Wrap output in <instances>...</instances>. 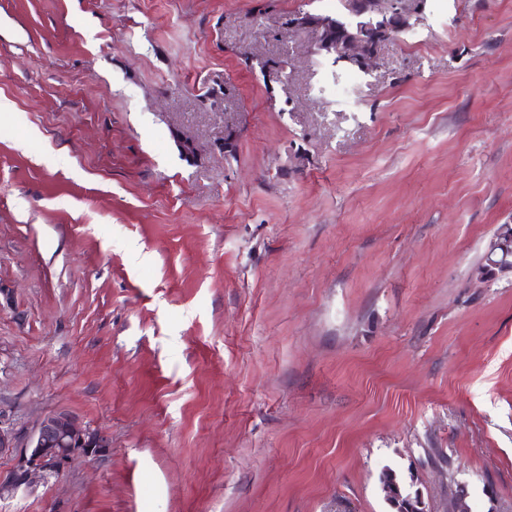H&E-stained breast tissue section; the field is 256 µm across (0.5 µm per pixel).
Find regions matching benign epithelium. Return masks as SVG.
<instances>
[{"instance_id": "benign-epithelium-1", "label": "benign epithelium", "mask_w": 512, "mask_h": 512, "mask_svg": "<svg viewBox=\"0 0 512 512\" xmlns=\"http://www.w3.org/2000/svg\"><path fill=\"white\" fill-rule=\"evenodd\" d=\"M344 7L353 13L370 12L383 20L380 31L387 41L401 32L386 22L388 14L395 11L403 19H408L402 0H344ZM316 48L325 54L338 50L366 65L374 59L368 44L359 37L348 39L339 48L318 41ZM100 439V434L92 433L91 429L65 412L45 417L21 446L12 429L0 424V455L16 454L15 465L6 473L0 472V499H10L21 491L31 490L53 475L61 477L73 460L91 457L83 447L91 440L98 443Z\"/></svg>"}]
</instances>
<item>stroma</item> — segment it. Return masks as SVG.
<instances>
[{"label": "stroma", "instance_id": "35a3bbf8", "mask_svg": "<svg viewBox=\"0 0 512 512\" xmlns=\"http://www.w3.org/2000/svg\"><path fill=\"white\" fill-rule=\"evenodd\" d=\"M299 12L0 0V422L109 445L0 512H512V0ZM402 1L406 2L412 0H344L343 2L345 9L352 13L370 12L376 15L380 20L383 21L384 19L383 26L380 28V31L384 33V42H386L396 37L399 32L404 31L409 25L408 17H410V12H408V16L401 5ZM395 10L397 11V14L406 21L402 28H395L387 22L388 14ZM327 17V16H325ZM359 18L356 23L353 21H344L340 18H334V17H327V19L330 20V30L329 34L336 38L340 37L343 32L350 31V32H356V30H364L365 35H368L371 39H374L375 37H378L377 28L379 25L378 21L371 22V18L368 16H355ZM369 25H372V27H369ZM380 483L383 484L385 490L388 484L392 483L397 486V497L392 501L389 500L387 493V501L390 506V512H423L424 508H420L423 504L421 495L418 490L411 492L401 478V476L391 467H385L380 476ZM387 492V490H386ZM412 509V510H410Z\"/></svg>", "mask_w": 512, "mask_h": 512}]
</instances>
